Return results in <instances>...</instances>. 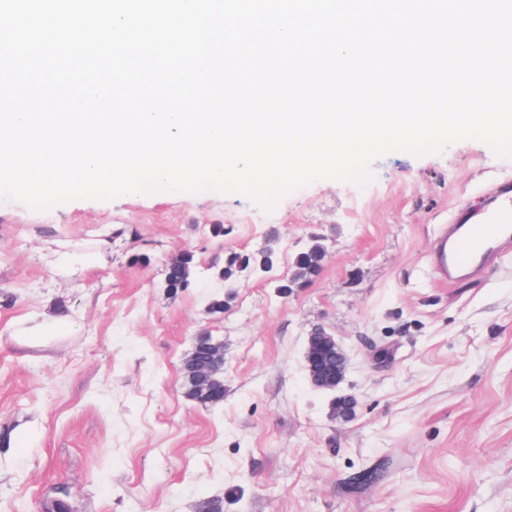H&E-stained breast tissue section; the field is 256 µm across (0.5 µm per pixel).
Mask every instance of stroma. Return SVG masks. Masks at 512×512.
<instances>
[{
	"label": "stroma",
	"mask_w": 512,
	"mask_h": 512,
	"mask_svg": "<svg viewBox=\"0 0 512 512\" xmlns=\"http://www.w3.org/2000/svg\"><path fill=\"white\" fill-rule=\"evenodd\" d=\"M370 173L362 188L316 181L269 213L210 191L0 203V512H42L61 486L70 512H200L211 499L224 512H512V248L448 285L428 266L438 225L512 179V158L465 139L390 153ZM273 230V272L225 290V250H260ZM314 235L320 275L280 294ZM181 249L195 274L173 295L165 264ZM55 314L66 336L19 340ZM319 329L349 357L334 393L305 366ZM203 331L224 347L218 406L184 386ZM340 394L356 401L347 421ZM383 460L379 480L350 487Z\"/></svg>",
	"instance_id": "stroma-1"
}]
</instances>
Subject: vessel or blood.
Here are the masks:
<instances>
[{
	"label": "vessel or blood",
	"mask_w": 512,
	"mask_h": 512,
	"mask_svg": "<svg viewBox=\"0 0 512 512\" xmlns=\"http://www.w3.org/2000/svg\"><path fill=\"white\" fill-rule=\"evenodd\" d=\"M494 195V207L480 214L473 213L467 203H459L448 224L437 232L429 264L439 283H449L460 273L496 260L501 245L512 243V181H498Z\"/></svg>",
	"instance_id": "b4317fda"
}]
</instances>
